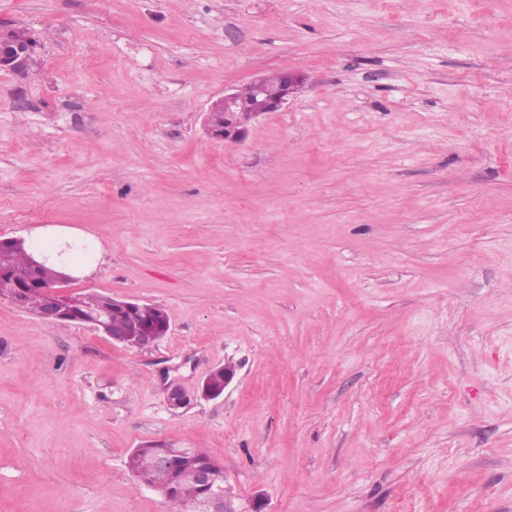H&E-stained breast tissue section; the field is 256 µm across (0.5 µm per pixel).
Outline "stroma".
<instances>
[{"label": "stroma", "instance_id": "obj_1", "mask_svg": "<svg viewBox=\"0 0 512 512\" xmlns=\"http://www.w3.org/2000/svg\"><path fill=\"white\" fill-rule=\"evenodd\" d=\"M0 25L38 43L0 71V239L81 229L104 262L64 292L170 322L130 348L0 303V512H169L135 448L202 449L270 512H512V0H0ZM284 69L285 111L205 134ZM303 82L304 76L300 71L288 69L283 71V88L281 91V72L266 75L265 89L263 75L253 78L249 85L241 89L244 106H248L252 102L253 91L256 97V103L247 112L240 110L239 90L224 92V95L213 101L206 111L204 123L207 134L213 139L224 140V142L241 140L246 132L245 126L249 122L267 112H278L286 108L289 101L295 97ZM265 90L270 96H276L279 91L280 93L276 97H267ZM214 112H216L214 118L217 124L223 123L222 112H224V126L217 127L214 124ZM223 367V366H222ZM222 367H218L210 371L205 378L203 379L201 390H200V397L206 400L216 399L219 396H221L224 392V390L233 382L235 376H236V368L232 364H224V380L223 385L220 387L213 386L209 378L213 372H216L218 370H221Z\"/></svg>", "mask_w": 512, "mask_h": 512}]
</instances>
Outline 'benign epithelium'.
<instances>
[{"label": "benign epithelium", "instance_id": "1", "mask_svg": "<svg viewBox=\"0 0 512 512\" xmlns=\"http://www.w3.org/2000/svg\"><path fill=\"white\" fill-rule=\"evenodd\" d=\"M37 42L29 36L21 43H4L0 41V70L15 74H23L33 62L36 54ZM304 82V76L299 71H283V88L276 97L266 95L264 77L259 75L253 78L249 85L254 91L256 103L247 112L240 110L239 90L226 92L213 101L205 115L207 134L218 140L236 142L243 138L246 125L268 112H278L286 108ZM224 113V125L218 127L213 122V114ZM138 303L125 300L112 299V310L107 312L104 321L96 322L97 331L107 336L114 344H126L132 338L138 339L141 346L149 347L166 335L160 327H153L141 322L135 311ZM69 308L66 305L57 306L49 303L39 313V318L45 322L58 323L66 319ZM236 368L232 364L224 365L223 385H212L209 378H204L200 397L206 400L216 399L233 382ZM191 449L174 448L171 451H162L149 458L144 467L130 469V474L140 486L153 488L150 482V471L156 468L178 469L182 475L197 483L203 490V497L195 505V512H243L234 504L229 490L225 487L224 469L214 460L184 465L190 459Z\"/></svg>", "mask_w": 512, "mask_h": 512}]
</instances>
